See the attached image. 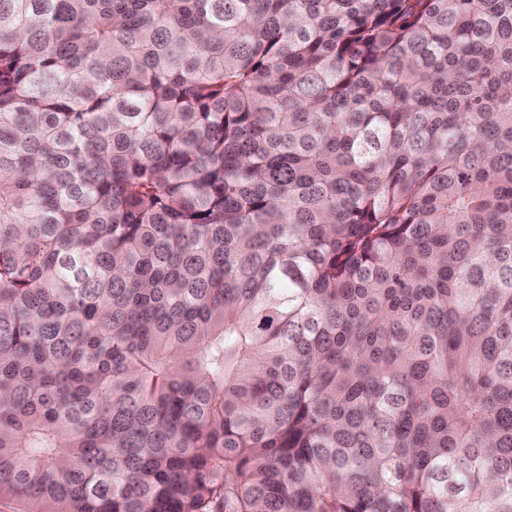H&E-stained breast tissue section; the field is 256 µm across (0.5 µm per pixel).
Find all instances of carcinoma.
Wrapping results in <instances>:
<instances>
[{
  "label": "carcinoma",
  "instance_id": "obj_1",
  "mask_svg": "<svg viewBox=\"0 0 512 512\" xmlns=\"http://www.w3.org/2000/svg\"><path fill=\"white\" fill-rule=\"evenodd\" d=\"M512 512V0H0V503Z\"/></svg>",
  "mask_w": 512,
  "mask_h": 512
}]
</instances>
